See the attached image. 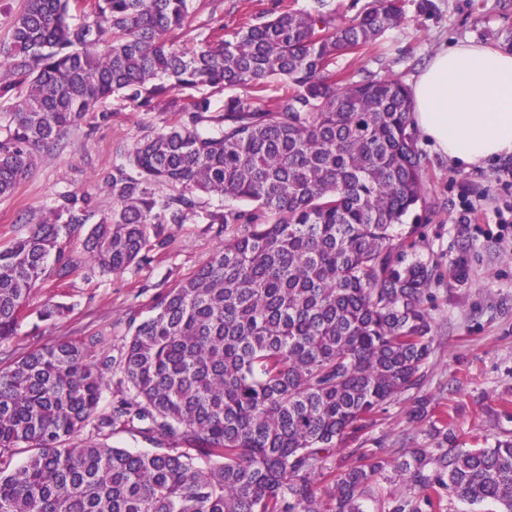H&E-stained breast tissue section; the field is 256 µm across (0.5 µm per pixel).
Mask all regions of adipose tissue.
Segmentation results:
<instances>
[{"mask_svg":"<svg viewBox=\"0 0 512 512\" xmlns=\"http://www.w3.org/2000/svg\"><path fill=\"white\" fill-rule=\"evenodd\" d=\"M410 121L466 169L512 156V52L459 40L438 51L412 85Z\"/></svg>","mask_w":512,"mask_h":512,"instance_id":"obj_1","label":"adipose tissue"}]
</instances>
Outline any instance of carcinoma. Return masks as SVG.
<instances>
[{"instance_id":"carcinoma-1","label":"carcinoma","mask_w":512,"mask_h":512,"mask_svg":"<svg viewBox=\"0 0 512 512\" xmlns=\"http://www.w3.org/2000/svg\"><path fill=\"white\" fill-rule=\"evenodd\" d=\"M317 3L189 43L193 0H24L0 42V198L115 97L188 122L144 134L104 176L113 207L88 260L124 272L150 251L148 225L182 223L201 195L226 202L211 223L239 230L134 327L128 393L110 412L101 336L0 358V512H364L373 488L381 512H444L450 495L512 512V438L462 448L425 396L406 409L398 458L358 445L426 376L431 272L406 262L417 226L404 228L426 185L408 88L336 74L338 57L402 23L401 0L348 22ZM90 217L69 199L0 248V342L40 283L73 271L63 238ZM135 426L181 447L107 443Z\"/></svg>"}]
</instances>
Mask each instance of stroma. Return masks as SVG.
I'll return each mask as SVG.
<instances>
[{"mask_svg":"<svg viewBox=\"0 0 512 512\" xmlns=\"http://www.w3.org/2000/svg\"><path fill=\"white\" fill-rule=\"evenodd\" d=\"M315 5L316 0H195L184 32L189 39L229 33L273 12L308 11ZM508 29L512 0H430L426 7L421 0H404L403 22L360 54L338 58L336 68L344 76L370 72L409 86L443 45L472 39L500 47L501 33ZM187 119V114L162 108L139 112L115 98L99 104L40 152L32 173L11 197L0 198V247L69 198L86 200L93 216L111 212L112 196L102 178L124 162L144 130H165ZM417 147L428 204L407 221L419 228L413 258L433 272L426 307L434 336L420 392L447 410L448 426L460 443L512 436V223L499 221L512 214V189L500 181L512 157L466 170L425 138H418ZM466 203L472 210L461 224L457 217ZM218 206L217 198L205 196L182 223L149 225L153 251L120 274L88 262V229L78 228L64 242L75 263L73 273L49 277L33 291L16 334L0 343V358L54 339L103 337L102 348L114 368L99 409L109 411L127 391L119 363L132 334L131 319L149 316L158 294L191 276L233 234L234 225L206 222V213ZM460 265L465 268L461 283L453 277ZM48 303L67 306V314L42 320L39 312ZM408 404L404 396L379 413L366 436L367 447L398 457L409 429Z\"/></svg>","mask_w":512,"mask_h":512,"instance_id":"35a3bbf8","label":"stroma"}]
</instances>
